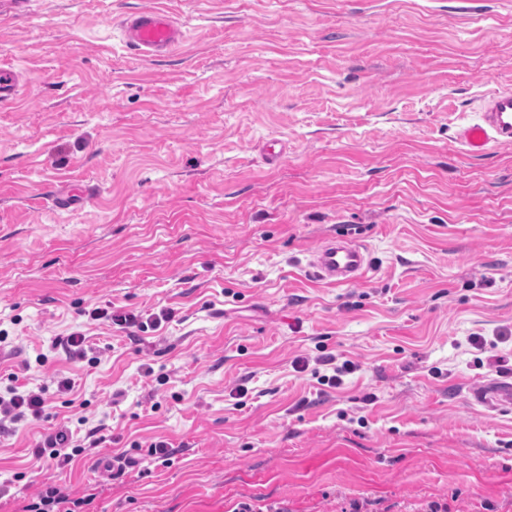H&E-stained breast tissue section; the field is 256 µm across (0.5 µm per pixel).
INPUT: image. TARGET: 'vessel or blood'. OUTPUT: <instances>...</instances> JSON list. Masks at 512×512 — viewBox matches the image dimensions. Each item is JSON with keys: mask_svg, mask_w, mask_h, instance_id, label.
<instances>
[{"mask_svg": "<svg viewBox=\"0 0 512 512\" xmlns=\"http://www.w3.org/2000/svg\"><path fill=\"white\" fill-rule=\"evenodd\" d=\"M120 27L129 49L138 56L154 59L170 54L182 41L180 26L167 11L141 10L125 16ZM21 88L13 69H0V107L11 104ZM465 151L479 155L493 145L512 144V90H498L481 101L477 120L458 132ZM368 249L340 236L311 249L307 269L317 281L344 287L363 280L371 268ZM479 402L500 410L512 408V379L500 378L477 392Z\"/></svg>", "mask_w": 512, "mask_h": 512, "instance_id": "obj_1", "label": "vessel or blood"}]
</instances>
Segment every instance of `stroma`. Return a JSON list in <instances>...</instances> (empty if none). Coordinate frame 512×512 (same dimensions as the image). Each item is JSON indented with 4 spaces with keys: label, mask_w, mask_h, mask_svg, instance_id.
<instances>
[{
    "label": "stroma",
    "mask_w": 512,
    "mask_h": 512,
    "mask_svg": "<svg viewBox=\"0 0 512 512\" xmlns=\"http://www.w3.org/2000/svg\"><path fill=\"white\" fill-rule=\"evenodd\" d=\"M144 7L173 55L127 50ZM1 67L0 379L48 402L0 432V512L49 485L83 512H512V410L476 401L498 374L468 342L512 331V145L457 139L512 90V0H0ZM334 236L363 281L307 273ZM108 304L173 316L87 320ZM76 330L89 359L51 348ZM63 425L95 439L65 470L33 453ZM120 27L129 49L146 59L170 54L183 39L174 17L165 10L147 9L125 16ZM21 88L20 75L11 68L0 69V107L10 105ZM368 249L355 240L336 237L308 252L307 269L317 281L344 287L363 280L371 268Z\"/></svg>",
    "instance_id": "35a3bbf8"
}]
</instances>
